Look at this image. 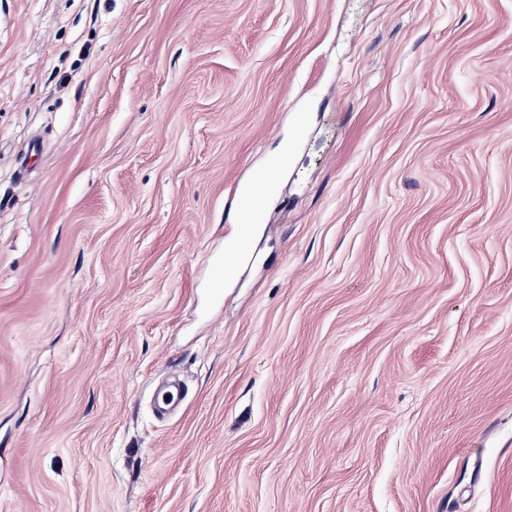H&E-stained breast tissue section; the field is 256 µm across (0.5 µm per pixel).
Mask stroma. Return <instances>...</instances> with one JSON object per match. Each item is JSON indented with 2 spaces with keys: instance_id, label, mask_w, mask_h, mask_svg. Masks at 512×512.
<instances>
[{
  "instance_id": "1",
  "label": "stroma",
  "mask_w": 512,
  "mask_h": 512,
  "mask_svg": "<svg viewBox=\"0 0 512 512\" xmlns=\"http://www.w3.org/2000/svg\"><path fill=\"white\" fill-rule=\"evenodd\" d=\"M0 512H512V0H0ZM265 184L266 175L254 181L247 196V205L240 208L242 223L236 235L225 242L223 252L209 265L211 288L217 295L221 294L224 284L235 278L240 267L253 255V226L267 205Z\"/></svg>"
}]
</instances>
